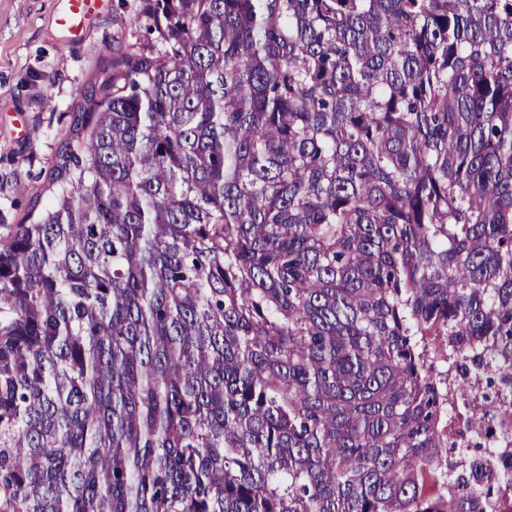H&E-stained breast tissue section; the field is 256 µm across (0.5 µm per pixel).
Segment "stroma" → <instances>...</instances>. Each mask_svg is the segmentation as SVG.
<instances>
[{"instance_id":"obj_1","label":"stroma","mask_w":512,"mask_h":512,"mask_svg":"<svg viewBox=\"0 0 512 512\" xmlns=\"http://www.w3.org/2000/svg\"><path fill=\"white\" fill-rule=\"evenodd\" d=\"M139 0H102L77 37L66 0H0V240L46 187L70 114L100 61L135 40Z\"/></svg>"}]
</instances>
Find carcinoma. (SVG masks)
<instances>
[{"instance_id": "1", "label": "carcinoma", "mask_w": 512, "mask_h": 512, "mask_svg": "<svg viewBox=\"0 0 512 512\" xmlns=\"http://www.w3.org/2000/svg\"><path fill=\"white\" fill-rule=\"evenodd\" d=\"M133 23L0 243V512H512V0Z\"/></svg>"}]
</instances>
